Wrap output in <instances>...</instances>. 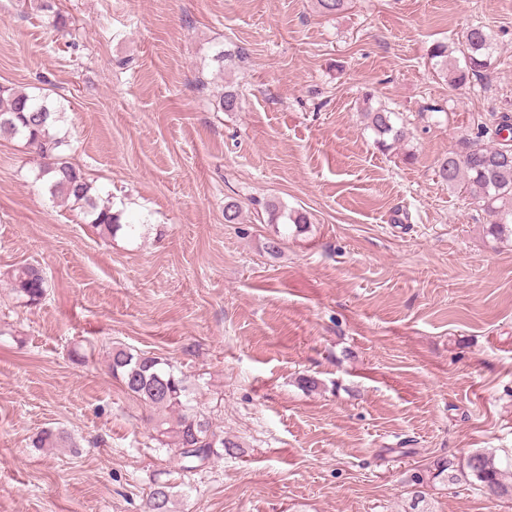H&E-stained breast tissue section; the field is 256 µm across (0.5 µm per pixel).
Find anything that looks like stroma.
I'll return each mask as SVG.
<instances>
[{
    "label": "stroma",
    "instance_id": "35a3bbf8",
    "mask_svg": "<svg viewBox=\"0 0 512 512\" xmlns=\"http://www.w3.org/2000/svg\"><path fill=\"white\" fill-rule=\"evenodd\" d=\"M54 7L65 31L0 0V86L60 106L71 162L138 230L101 238L0 139V512H144L164 481L176 512H512L431 476L478 451L512 464V244L437 173L512 115V0ZM478 22L493 64L452 84L428 50ZM367 99L404 119L402 149L375 147ZM270 199L308 227L270 220ZM22 264L40 302L8 284ZM115 347L168 359L241 453L180 474ZM44 428L75 447H33ZM9 274L10 288L17 297L35 303L46 295L48 281L36 266L23 264L13 269Z\"/></svg>",
    "mask_w": 512,
    "mask_h": 512
}]
</instances>
